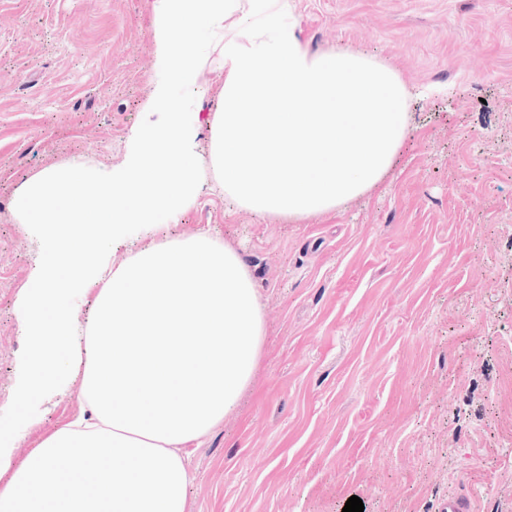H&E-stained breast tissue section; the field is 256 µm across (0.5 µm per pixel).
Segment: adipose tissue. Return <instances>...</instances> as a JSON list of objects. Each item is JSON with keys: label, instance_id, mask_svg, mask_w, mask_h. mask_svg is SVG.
Instances as JSON below:
<instances>
[{"label": "adipose tissue", "instance_id": "1", "mask_svg": "<svg viewBox=\"0 0 512 512\" xmlns=\"http://www.w3.org/2000/svg\"><path fill=\"white\" fill-rule=\"evenodd\" d=\"M286 8V0H155L160 78L124 168L109 176L48 170L29 180L19 204L28 223L58 224L60 212L81 204L99 216L103 234L52 238L23 317L32 352L18 398L58 386L60 343L76 341L91 417L49 432L22 462L0 448L8 478L0 512H193L189 447L238 409L254 381L266 324L238 253L206 233L155 238L200 187L197 128L184 121L190 103L172 86L223 70L224 109L208 121L210 160L232 204L308 218L342 210L391 172L409 131L403 81L362 54L310 51ZM200 27L209 42L184 52L183 38ZM132 224L148 232L125 262L74 268V249H100ZM73 289L94 294L83 326L64 303ZM107 361L108 392L99 385ZM93 447L106 455L90 456ZM39 484L58 492L36 496ZM103 485L111 497L99 495Z\"/></svg>", "mask_w": 512, "mask_h": 512}]
</instances>
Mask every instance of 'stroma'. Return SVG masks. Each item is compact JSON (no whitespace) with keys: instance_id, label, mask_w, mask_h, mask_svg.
I'll list each match as a JSON object with an SVG mask.
<instances>
[{"instance_id":"35a3bbf8","label":"stroma","mask_w":512,"mask_h":512,"mask_svg":"<svg viewBox=\"0 0 512 512\" xmlns=\"http://www.w3.org/2000/svg\"><path fill=\"white\" fill-rule=\"evenodd\" d=\"M311 51L393 67L397 164L288 221L201 187L169 220L247 266L267 325L240 408L190 458L195 512H512V0H288ZM150 0H0V428L14 461L87 414L81 381L22 408L21 314L47 230L17 201L47 169L120 171L158 78Z\"/></svg>"}]
</instances>
